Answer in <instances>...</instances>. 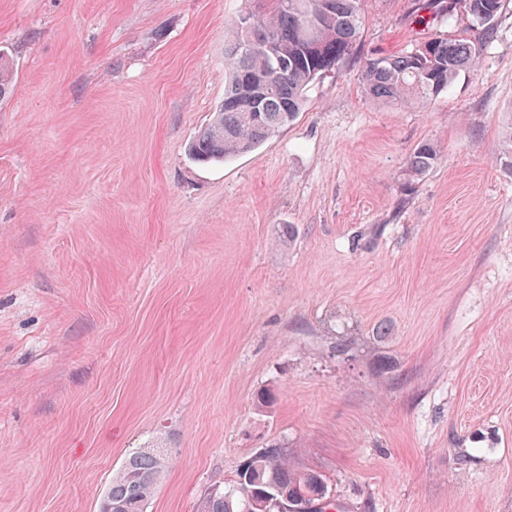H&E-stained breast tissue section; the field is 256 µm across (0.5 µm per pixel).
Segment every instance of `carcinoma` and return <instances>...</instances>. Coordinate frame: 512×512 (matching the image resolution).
<instances>
[{
	"label": "carcinoma",
	"mask_w": 512,
	"mask_h": 512,
	"mask_svg": "<svg viewBox=\"0 0 512 512\" xmlns=\"http://www.w3.org/2000/svg\"><path fill=\"white\" fill-rule=\"evenodd\" d=\"M363 0H274L266 14L244 12L230 24L224 51V99L189 147L202 162H224L250 152L293 123L309 87L354 59L361 38ZM460 0H416L415 12L432 21L461 13ZM468 33L436 35L410 50L367 58L361 69L366 95L398 106L426 102L448 90L461 72L475 67L482 45L496 33L504 0H468ZM440 159L429 141L407 159L409 176L431 171ZM170 458L155 448L130 456L106 491L101 512H146ZM288 496L308 512H333L321 474L294 468L274 446L244 460L235 484L213 490L199 512H274L270 500Z\"/></svg>",
	"instance_id": "carcinoma-1"
}]
</instances>
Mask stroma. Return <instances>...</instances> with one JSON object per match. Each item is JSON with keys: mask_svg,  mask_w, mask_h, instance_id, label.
I'll return each mask as SVG.
<instances>
[{"mask_svg": "<svg viewBox=\"0 0 512 512\" xmlns=\"http://www.w3.org/2000/svg\"><path fill=\"white\" fill-rule=\"evenodd\" d=\"M272 6L0 0V512H99L147 446L173 456L147 512H198L275 444L339 512H512V0L398 107L364 58L463 23L365 0L291 125L193 161L225 26ZM440 159L437 146L429 141L418 143L407 159V171L412 178L427 174Z\"/></svg>", "mask_w": 512, "mask_h": 512, "instance_id": "1", "label": "stroma"}]
</instances>
